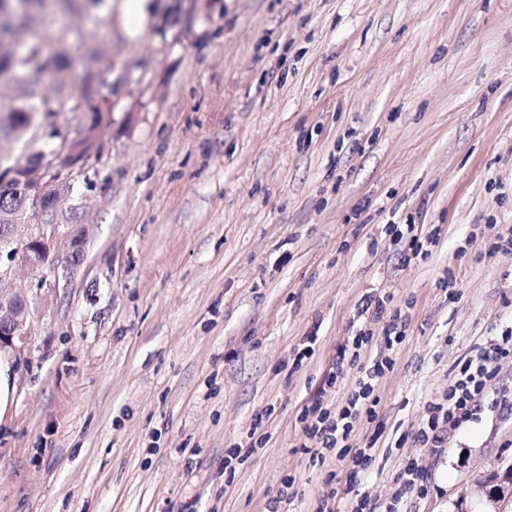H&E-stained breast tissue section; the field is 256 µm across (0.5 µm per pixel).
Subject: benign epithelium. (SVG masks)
Masks as SVG:
<instances>
[{
    "label": "benign epithelium",
    "mask_w": 512,
    "mask_h": 512,
    "mask_svg": "<svg viewBox=\"0 0 512 512\" xmlns=\"http://www.w3.org/2000/svg\"><path fill=\"white\" fill-rule=\"evenodd\" d=\"M100 149L97 140L80 154L62 135L53 150L40 152L25 164L32 174L18 175L14 168L0 174V190L22 193L29 202L26 216L0 211V355L19 352L29 336V300L11 288L16 271L37 278L41 290L53 288L48 274L58 271L54 244L59 236L53 216L71 182L87 170Z\"/></svg>",
    "instance_id": "7a95c632"
}]
</instances>
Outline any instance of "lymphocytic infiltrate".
Wrapping results in <instances>:
<instances>
[{
    "instance_id": "1",
    "label": "lymphocytic infiltrate",
    "mask_w": 512,
    "mask_h": 512,
    "mask_svg": "<svg viewBox=\"0 0 512 512\" xmlns=\"http://www.w3.org/2000/svg\"><path fill=\"white\" fill-rule=\"evenodd\" d=\"M395 241L404 246L405 262L429 259L439 247L440 227L418 231L416 225L406 230L390 226ZM387 297L369 294L358 314L362 326L344 339L337 348L324 379L298 415L300 446L318 461L334 459L345 463L344 487H330L316 502L315 512H372L366 495L353 493L354 484L370 477L382 449L404 447L414 440L424 448H446L449 431L463 429L475 421L485 407L498 406L495 396V364L512 357V325L504 327L492 343L473 349L455 366V375L447 393L426 401L420 421L405 431L387 424L379 415L377 386L380 378L394 365V355L403 341L400 311L390 310ZM381 332H374V325ZM359 371L356 387L343 402H335L333 393L345 368ZM369 432L363 447L350 448L349 440L361 427Z\"/></svg>"
}]
</instances>
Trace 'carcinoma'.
<instances>
[{
  "label": "carcinoma",
  "mask_w": 512,
  "mask_h": 512,
  "mask_svg": "<svg viewBox=\"0 0 512 512\" xmlns=\"http://www.w3.org/2000/svg\"><path fill=\"white\" fill-rule=\"evenodd\" d=\"M42 2L44 0H0V45L16 41V26L30 9L42 6ZM80 37L81 31L72 26L48 27L25 38L21 53H0V77L14 78L15 91L7 125L0 124V129L6 127L19 136L25 134L33 126L35 114L49 115L57 111L56 105L41 98L42 87L50 84L56 97L68 98L73 95L72 84L76 83L78 96L92 112L89 133L102 135L110 123L111 104L92 90V81L104 84L103 74L93 63L73 73L70 60L60 50L69 39Z\"/></svg>",
  "instance_id": "cac0c4a2"
}]
</instances>
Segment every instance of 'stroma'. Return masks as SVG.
Listing matches in <instances>:
<instances>
[{
	"label": "stroma",
	"mask_w": 512,
	"mask_h": 512,
	"mask_svg": "<svg viewBox=\"0 0 512 512\" xmlns=\"http://www.w3.org/2000/svg\"><path fill=\"white\" fill-rule=\"evenodd\" d=\"M128 37L110 0L77 15L73 50L122 75L100 153L54 216L83 261L38 289L8 358L0 512H267L285 477L306 512L333 462L299 449L297 416L366 293L409 321L380 412L411 428L459 358L512 324V0H152ZM83 112L0 131V166L76 135ZM443 229L441 253L402 265L385 227ZM456 280L453 295L439 281ZM311 358L292 366L309 330ZM262 443L224 451L255 416ZM428 472L405 512H512L488 495L512 467V405L436 454L383 449L360 493L378 508L407 459Z\"/></svg>",
	"instance_id": "obj_1"
}]
</instances>
